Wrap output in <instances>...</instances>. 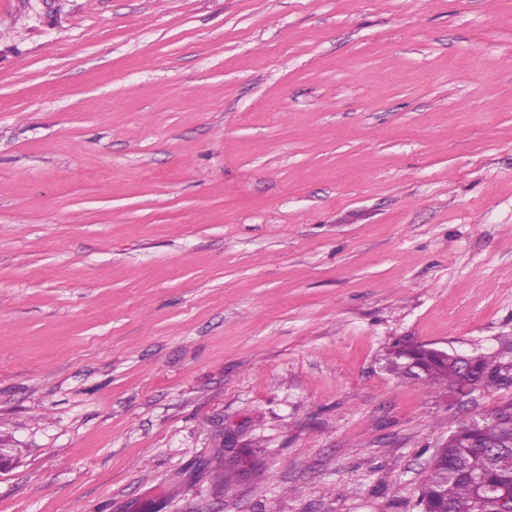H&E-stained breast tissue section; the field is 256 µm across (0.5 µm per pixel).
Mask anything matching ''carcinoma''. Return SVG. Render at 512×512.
I'll use <instances>...</instances> for the list:
<instances>
[{"label":"carcinoma","mask_w":512,"mask_h":512,"mask_svg":"<svg viewBox=\"0 0 512 512\" xmlns=\"http://www.w3.org/2000/svg\"><path fill=\"white\" fill-rule=\"evenodd\" d=\"M433 348L396 340L386 348V368L427 388L446 387L455 397L500 384L502 365L496 358L478 355L464 372ZM434 457L419 492L423 512H501L512 502V399L496 403L477 422H459ZM252 464L249 451L225 457L224 481L243 477Z\"/></svg>","instance_id":"1"}]
</instances>
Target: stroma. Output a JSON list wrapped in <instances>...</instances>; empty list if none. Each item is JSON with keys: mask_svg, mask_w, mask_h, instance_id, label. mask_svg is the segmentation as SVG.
<instances>
[{"mask_svg": "<svg viewBox=\"0 0 512 512\" xmlns=\"http://www.w3.org/2000/svg\"><path fill=\"white\" fill-rule=\"evenodd\" d=\"M399 338L512 360V0H0V512H422ZM227 448H234L232 451H229L227 457H224V481L231 482L243 477L247 470L253 464V457L250 451H240L236 453L238 450H235V447H231L225 445ZM235 453V454H233Z\"/></svg>", "mask_w": 512, "mask_h": 512, "instance_id": "stroma-1", "label": "stroma"}]
</instances>
